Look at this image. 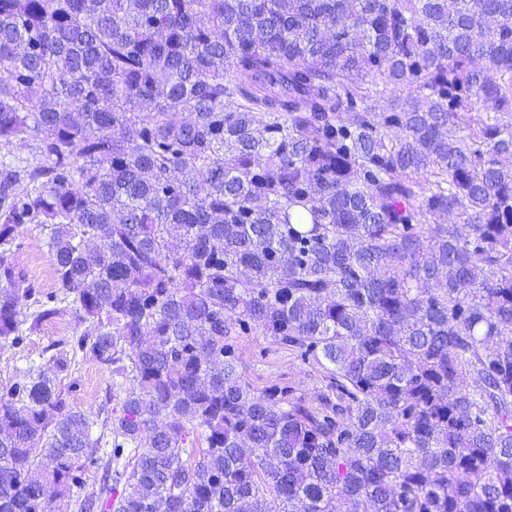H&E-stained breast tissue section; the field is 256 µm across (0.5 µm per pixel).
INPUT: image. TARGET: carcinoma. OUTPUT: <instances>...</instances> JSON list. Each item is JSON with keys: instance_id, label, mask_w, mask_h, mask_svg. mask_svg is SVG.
Here are the masks:
<instances>
[{"instance_id": "carcinoma-1", "label": "carcinoma", "mask_w": 512, "mask_h": 512, "mask_svg": "<svg viewBox=\"0 0 512 512\" xmlns=\"http://www.w3.org/2000/svg\"><path fill=\"white\" fill-rule=\"evenodd\" d=\"M68 312L126 397L27 369L0 512L100 462L79 512H512V0H0V340ZM253 330L348 423L255 392ZM44 233L37 224L25 225L16 240L10 260L27 274L43 293L54 290L53 261L43 246ZM61 387L67 394L70 406L87 414L96 413L102 405L120 411L117 401H112V374L91 357L77 355L69 372L63 374ZM117 407V408H116Z\"/></svg>"}]
</instances>
